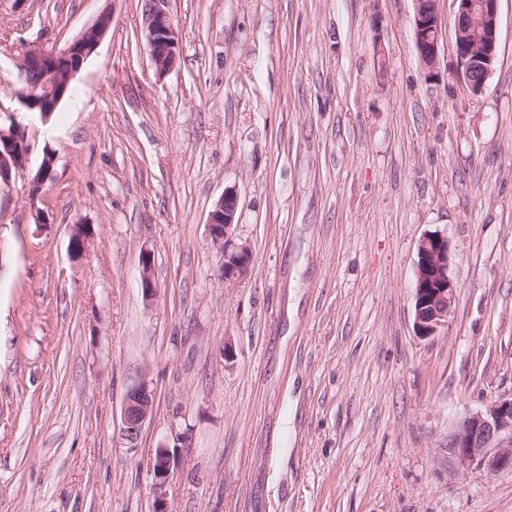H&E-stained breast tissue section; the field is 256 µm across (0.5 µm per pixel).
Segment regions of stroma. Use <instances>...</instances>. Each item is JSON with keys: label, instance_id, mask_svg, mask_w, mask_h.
Instances as JSON below:
<instances>
[{"label": "stroma", "instance_id": "35a3bbf8", "mask_svg": "<svg viewBox=\"0 0 512 512\" xmlns=\"http://www.w3.org/2000/svg\"><path fill=\"white\" fill-rule=\"evenodd\" d=\"M438 7L430 83L413 0H173L161 78L138 0H0V124L33 146L0 190V512H154L162 445L182 461L171 512H512V475L452 474L440 451L453 421L512 396V0L478 96ZM105 11L41 122L17 101L18 54L62 50ZM229 188L252 251L231 285L206 227ZM428 231L448 236L456 294L423 339ZM140 380L154 409L130 441ZM154 256L151 252H143L140 256V281L141 289L147 298L151 299L157 292L156 283L153 278ZM154 393L145 381L130 386L123 402V431L125 437L133 441L143 424L152 416Z\"/></svg>", "mask_w": 512, "mask_h": 512}]
</instances>
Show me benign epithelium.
Returning <instances> with one entry per match:
<instances>
[{"instance_id":"1","label":"benign epithelium","mask_w":512,"mask_h":512,"mask_svg":"<svg viewBox=\"0 0 512 512\" xmlns=\"http://www.w3.org/2000/svg\"><path fill=\"white\" fill-rule=\"evenodd\" d=\"M172 0H140L142 15L141 36L150 52L158 76L166 75L173 67L179 50L180 33L172 18ZM413 33L418 58L425 79L438 78L441 19L438 0H413ZM501 0H453L455 5V53L457 74L470 94H482L497 56ZM112 26V14L103 12L96 22L60 53L40 46L27 47L17 58L19 79L24 86L19 102L28 105L37 86L28 78L33 63L48 56L66 62L69 77H74L84 61L97 49ZM32 145L26 126L11 122L0 126V189L12 184L16 175L25 169ZM238 209V195L224 192L209 213L208 239L213 247L224 253V259L234 262L230 268L220 267L218 279L233 284L250 272L252 252L246 244L232 241L233 226ZM154 256L146 251L140 256L141 289L147 298L157 292L153 278ZM456 292L449 275L448 236L428 232L422 236L417 249L414 281V331L420 337L435 335L448 325ZM154 393L145 381L130 386L123 402V431L129 440L137 438L143 424L152 416ZM443 459L449 470L475 467L492 474H512V396L500 398L484 409L472 411L448 426L441 444ZM178 466L170 448L156 449L151 463L153 491L158 508L169 512L164 489Z\"/></svg>"}]
</instances>
